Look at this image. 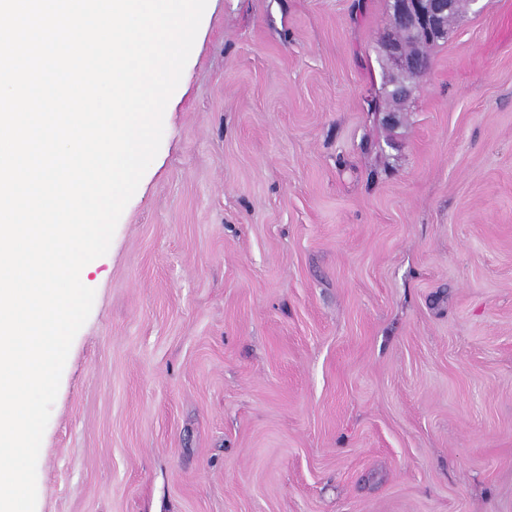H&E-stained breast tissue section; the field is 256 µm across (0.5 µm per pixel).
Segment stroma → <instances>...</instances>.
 Masks as SVG:
<instances>
[{
	"mask_svg": "<svg viewBox=\"0 0 512 512\" xmlns=\"http://www.w3.org/2000/svg\"><path fill=\"white\" fill-rule=\"evenodd\" d=\"M388 0H208L92 262L36 512H512V0L397 124Z\"/></svg>",
	"mask_w": 512,
	"mask_h": 512,
	"instance_id": "35a3bbf8",
	"label": "stroma"
}]
</instances>
